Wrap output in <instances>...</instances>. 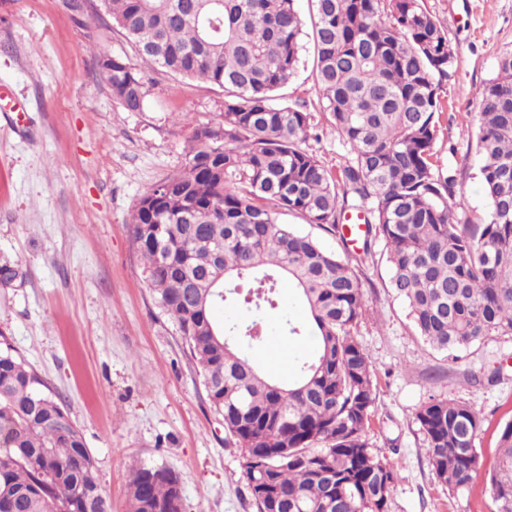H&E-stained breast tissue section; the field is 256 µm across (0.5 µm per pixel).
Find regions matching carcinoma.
<instances>
[{"instance_id": "cac0c4a2", "label": "carcinoma", "mask_w": 512, "mask_h": 512, "mask_svg": "<svg viewBox=\"0 0 512 512\" xmlns=\"http://www.w3.org/2000/svg\"><path fill=\"white\" fill-rule=\"evenodd\" d=\"M311 2L321 111L349 147L334 169L304 147L315 119L306 105L277 102L303 49L296 0H102L140 65L98 64L127 112L142 111L157 68L224 90L222 123L194 130L188 164L140 198L129 229L224 432L262 460L242 465L258 512H388L396 471L369 447L378 380L355 336L371 246L351 251L341 220L361 213L367 235L384 241L390 287L431 348L512 336V52L477 90L487 211L463 223L458 170L435 160L456 61L445 29L423 0ZM279 211L336 235L346 259L277 223ZM238 279L257 282L243 297L257 312L275 306L285 282L297 293L307 322L287 318L281 329L315 345L293 379L241 353L251 326L214 318ZM414 419L436 477L466 486L480 461V415L434 398ZM95 469L81 429L0 333V512H111ZM488 476L497 512H512V420L498 429ZM128 506L182 512L178 476L132 467Z\"/></svg>"}]
</instances>
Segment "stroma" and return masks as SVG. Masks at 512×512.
I'll return each instance as SVG.
<instances>
[{"mask_svg": "<svg viewBox=\"0 0 512 512\" xmlns=\"http://www.w3.org/2000/svg\"><path fill=\"white\" fill-rule=\"evenodd\" d=\"M424 3L456 53L436 150L458 168L462 213L475 219L487 209L474 168L476 90L512 50V0ZM102 56L139 63L99 0L79 11L69 0H0V84L25 108L20 130L0 117V332L82 430L112 512H126L136 462L177 473L185 512H257L241 452L158 307L127 227L142 195L187 164L194 129L221 122L224 92L157 70L143 111L128 112L112 97ZM313 62L305 46L283 95L316 114ZM371 245L356 335L379 381L370 446L397 472L388 512H496L487 470L497 430L512 419V336L486 337L453 357L431 349L389 285L383 241ZM288 316L306 319L284 291L263 317L265 341L244 349L282 380L305 346L281 332ZM433 397L469 403L483 420L480 464L466 488H449L430 466L414 413Z\"/></svg>", "mask_w": 512, "mask_h": 512, "instance_id": "35a3bbf8", "label": "stroma"}]
</instances>
